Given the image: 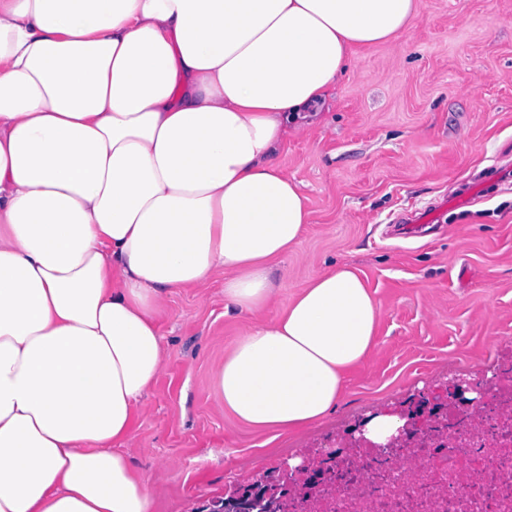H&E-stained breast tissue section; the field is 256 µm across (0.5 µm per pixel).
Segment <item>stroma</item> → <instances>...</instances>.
Instances as JSON below:
<instances>
[{
	"instance_id": "stroma-1",
	"label": "stroma",
	"mask_w": 512,
	"mask_h": 512,
	"mask_svg": "<svg viewBox=\"0 0 512 512\" xmlns=\"http://www.w3.org/2000/svg\"><path fill=\"white\" fill-rule=\"evenodd\" d=\"M275 159L310 222L261 314L216 275L156 313L164 366L126 442L152 512H218L229 486L355 419L512 354V0H422L410 29L353 67ZM353 267L379 307L368 361L321 423L271 437L225 411L216 370L255 317Z\"/></svg>"
}]
</instances>
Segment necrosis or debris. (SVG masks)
<instances>
[{
    "instance_id": "obj_1",
    "label": "necrosis or debris",
    "mask_w": 512,
    "mask_h": 512,
    "mask_svg": "<svg viewBox=\"0 0 512 512\" xmlns=\"http://www.w3.org/2000/svg\"><path fill=\"white\" fill-rule=\"evenodd\" d=\"M497 383L477 409L449 406L455 426L436 437L421 419L389 455L357 439L329 461L314 489L275 464L287 484L284 512H512V356H501Z\"/></svg>"
}]
</instances>
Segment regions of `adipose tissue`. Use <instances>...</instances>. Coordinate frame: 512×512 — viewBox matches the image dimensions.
Masks as SVG:
<instances>
[{
  "label": "adipose tissue",
  "mask_w": 512,
  "mask_h": 512,
  "mask_svg": "<svg viewBox=\"0 0 512 512\" xmlns=\"http://www.w3.org/2000/svg\"><path fill=\"white\" fill-rule=\"evenodd\" d=\"M420 0H0V512H152L123 445L167 295L261 310L309 222L289 127ZM379 310L348 266L251 325L214 388L252 427L339 401Z\"/></svg>",
  "instance_id": "obj_1"
}]
</instances>
